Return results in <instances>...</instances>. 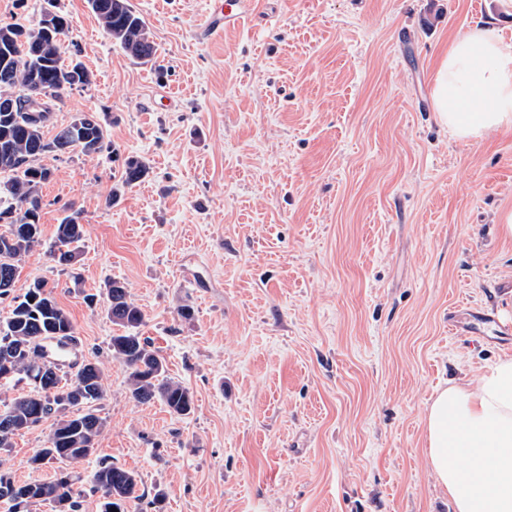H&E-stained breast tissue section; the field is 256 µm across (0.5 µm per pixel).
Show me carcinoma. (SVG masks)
<instances>
[{
    "label": "carcinoma",
    "instance_id": "carcinoma-1",
    "mask_svg": "<svg viewBox=\"0 0 512 512\" xmlns=\"http://www.w3.org/2000/svg\"><path fill=\"white\" fill-rule=\"evenodd\" d=\"M102 28L123 51L141 64L153 60V42L141 41L146 28L143 18L128 0H88ZM54 13L53 37H40L38 56L31 57V40L36 30L17 23H0V94L15 92L12 112H0V297L13 290L20 264L44 242L40 224V188L53 177V171L36 164L45 154L63 155L74 150L90 156L105 146V130L93 112H78L52 135L53 111L63 95L92 83V72L80 61L64 59V41L70 29L68 16L57 0H46ZM149 174L147 163L136 157L125 160L120 181L112 190L111 201L121 188L143 181ZM84 224L80 211L71 210L57 224L49 244V256L61 266H70L81 257ZM108 313L123 333L112 336V356L128 371L133 399L146 404L160 400L174 415L185 416L193 408V395L181 382L167 375L165 359L140 335L145 322L141 307L131 299L126 284L112 279L106 284ZM12 308L0 321V376L6 373L28 381L49 372L40 353V341L56 337L61 344L78 345L74 325L58 304L53 289L36 280L21 295L12 298ZM54 391L20 394L6 407L10 425L0 424V448L12 447L14 436L56 417L46 446L32 458V464H63L52 481L16 482L0 474V500L11 505V512H29L30 506L47 503L53 512H82L83 491L76 487L80 476L68 466L95 453L105 420L96 414L94 403L104 397L103 372L99 365L79 367L70 379L53 381ZM136 475L112 462L102 460L93 476L91 491L99 495L100 512H112L131 499H139Z\"/></svg>",
    "mask_w": 512,
    "mask_h": 512
}]
</instances>
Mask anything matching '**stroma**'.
I'll return each instance as SVG.
<instances>
[{
    "label": "stroma",
    "instance_id": "stroma-1",
    "mask_svg": "<svg viewBox=\"0 0 512 512\" xmlns=\"http://www.w3.org/2000/svg\"><path fill=\"white\" fill-rule=\"evenodd\" d=\"M157 53L132 60L87 0H58L92 84L55 125L97 113L107 149L46 155L41 222L81 212V260L45 247L14 294L44 279L73 322L77 362L98 364L108 459L137 476L126 512H453L424 448L434 390L482 373L512 342L449 333L453 308L512 333V128L455 138L432 110V74L475 23L512 41V0H256L242 27L203 34L209 0H130ZM148 177L110 201L124 161ZM124 281L143 336L188 387L170 414L132 399L113 358L105 284ZM94 293L96 304L84 296ZM190 318H181V307ZM51 421L4 455L19 481Z\"/></svg>",
    "mask_w": 512,
    "mask_h": 512
}]
</instances>
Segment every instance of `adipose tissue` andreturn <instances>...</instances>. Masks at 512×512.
Returning <instances> with one entry per match:
<instances>
[{
	"label": "adipose tissue",
	"instance_id": "1",
	"mask_svg": "<svg viewBox=\"0 0 512 512\" xmlns=\"http://www.w3.org/2000/svg\"><path fill=\"white\" fill-rule=\"evenodd\" d=\"M432 108L459 139L512 128V45L485 24L452 42ZM427 464L454 512H512V355L437 391L423 419Z\"/></svg>",
	"mask_w": 512,
	"mask_h": 512
}]
</instances>
